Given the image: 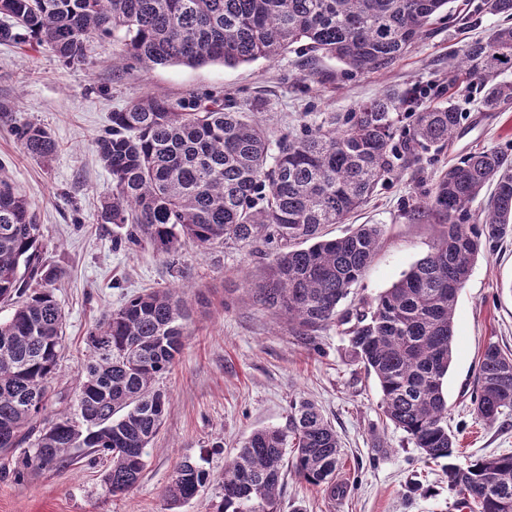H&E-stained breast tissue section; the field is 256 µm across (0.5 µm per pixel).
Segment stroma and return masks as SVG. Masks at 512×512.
Segmentation results:
<instances>
[{
    "label": "stroma",
    "instance_id": "1",
    "mask_svg": "<svg viewBox=\"0 0 512 512\" xmlns=\"http://www.w3.org/2000/svg\"><path fill=\"white\" fill-rule=\"evenodd\" d=\"M504 22L486 11L484 0H451L431 34L393 66L362 73L330 58H310L295 46L273 60L192 68L119 64L121 46L109 38L93 40L83 63L64 62L47 46L0 42V167L42 226V260L58 272L53 287L65 312V348L49 411L60 409L78 385L87 336L104 312L143 290L177 283L192 305L184 347L157 381L172 408L148 448L139 483L126 494L106 495L103 463L86 459L17 481L13 459L0 455V512H167L163 492L187 456L215 481L181 512H204L221 492L217 480L225 463L252 431L287 429L289 405L302 399L314 402L336 428L343 446L336 482L344 492L330 496L289 473L281 512L295 505L304 512H462L441 464L426 462L405 433L383 423L379 386L352 362L341 328L329 326L317 332L314 346L303 345L287 321L254 301L251 286L267 276L265 260L247 248L188 244L170 261L148 243H128L126 227L99 223L112 177L93 142L108 129L112 112L146 96L231 97L242 111L256 113L274 138L410 88L421 105L452 102L461 114L452 144L421 151L419 161L382 183L353 218L381 225L383 239L339 306L352 311L431 252L442 225L413 224L406 213L441 170L482 149L512 154V100L488 111L480 105L482 84L448 80L455 51ZM27 123L55 139L49 160L24 154L11 134V127ZM491 342L512 350V238L479 255L458 298L444 389L461 464L512 453V411L492 423L472 411L478 359Z\"/></svg>",
    "mask_w": 512,
    "mask_h": 512
}]
</instances>
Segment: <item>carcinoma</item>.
<instances>
[{"instance_id": "carcinoma-1", "label": "carcinoma", "mask_w": 512, "mask_h": 512, "mask_svg": "<svg viewBox=\"0 0 512 512\" xmlns=\"http://www.w3.org/2000/svg\"><path fill=\"white\" fill-rule=\"evenodd\" d=\"M449 0H0V41L46 44L68 63L86 60L87 43L110 35L137 64L236 66L273 60L293 45L333 58L351 72L398 61L423 39ZM512 66V26L460 49L456 76L487 86L482 106L512 99V82H492ZM405 92L363 102L353 111L270 139L262 120L232 101L170 103L147 96L112 113L95 140L112 175L102 224H128L129 240L175 256L186 243L206 249L252 247L271 258L255 299L294 325L311 344L330 325L344 327L350 355L381 391L383 421L406 434L431 462L448 461V487L470 512H512V453L450 462L444 379L453 358L455 310L484 245L512 236V156L495 149L448 166L407 212L414 224L446 225L433 251L365 309L338 315L382 238L378 224H358L327 238L326 224H346L399 173L419 148L443 150L461 115L436 102L411 113ZM22 150L47 159L56 151L37 124L15 129ZM495 191L479 224L471 208L485 186ZM42 232L12 180L0 170V301L14 311L0 320V451L30 444L12 470L21 481L86 457L104 459L101 485L111 496L133 489L171 401L155 386L180 355L191 307L175 288L145 290L104 315L87 342L84 367L65 410L48 414L58 371L64 312L48 287L58 273L41 258ZM44 282L31 288L32 280ZM477 417L493 422L512 409V353L489 343L471 393ZM341 445L315 403L288 412V431H253L224 466L222 496L208 512H281L285 473L336 495ZM211 475L186 457L165 489L170 512L199 497Z\"/></svg>"}]
</instances>
